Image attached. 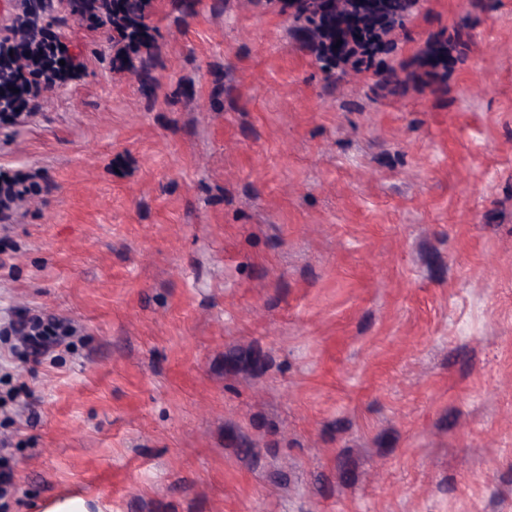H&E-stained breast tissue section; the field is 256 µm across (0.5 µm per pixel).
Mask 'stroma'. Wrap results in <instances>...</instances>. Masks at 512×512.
Returning a JSON list of instances; mask_svg holds the SVG:
<instances>
[{
    "mask_svg": "<svg viewBox=\"0 0 512 512\" xmlns=\"http://www.w3.org/2000/svg\"><path fill=\"white\" fill-rule=\"evenodd\" d=\"M283 2L150 0L136 53L50 17L0 318L78 332L0 337L7 512H512V0H419L342 74ZM438 39L444 83L382 84ZM16 316L17 319L9 321L17 338L15 348L21 357H30L35 363L49 357L70 336H74V327L70 321L47 315L40 310L27 308Z\"/></svg>",
    "mask_w": 512,
    "mask_h": 512,
    "instance_id": "stroma-1",
    "label": "stroma"
}]
</instances>
